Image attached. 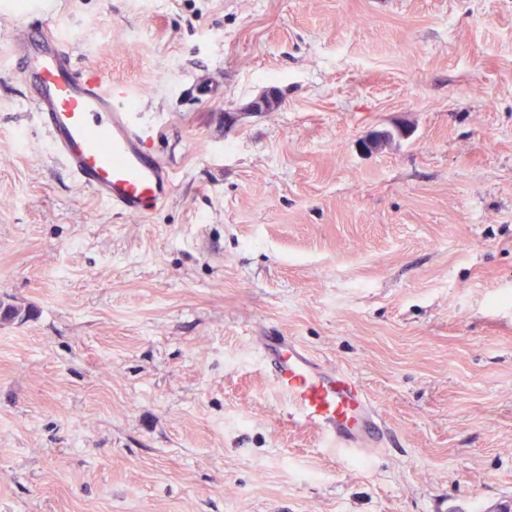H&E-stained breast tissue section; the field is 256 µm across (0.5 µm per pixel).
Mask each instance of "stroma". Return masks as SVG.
Wrapping results in <instances>:
<instances>
[{
    "instance_id": "stroma-1",
    "label": "stroma",
    "mask_w": 512,
    "mask_h": 512,
    "mask_svg": "<svg viewBox=\"0 0 512 512\" xmlns=\"http://www.w3.org/2000/svg\"><path fill=\"white\" fill-rule=\"evenodd\" d=\"M19 28L129 87L166 202L58 165ZM0 301V512H512V0H0ZM275 334L394 445L296 423Z\"/></svg>"
}]
</instances>
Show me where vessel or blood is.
<instances>
[{
    "label": "vessel or blood",
    "instance_id": "vessel-or-blood-1",
    "mask_svg": "<svg viewBox=\"0 0 512 512\" xmlns=\"http://www.w3.org/2000/svg\"><path fill=\"white\" fill-rule=\"evenodd\" d=\"M16 67L53 154L84 189L123 216H143L168 199L172 167L153 152L152 131L125 85L93 67L76 72L61 38L29 30ZM257 344L293 415L316 426L340 457L355 460L386 446L381 417L356 375L327 368L285 336H261Z\"/></svg>",
    "mask_w": 512,
    "mask_h": 512
}]
</instances>
